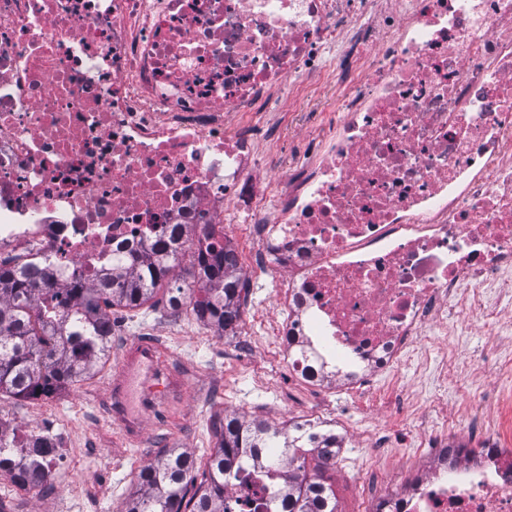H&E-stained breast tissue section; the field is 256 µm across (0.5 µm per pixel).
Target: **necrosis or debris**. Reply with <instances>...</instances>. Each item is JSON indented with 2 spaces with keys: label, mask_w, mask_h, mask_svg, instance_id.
Instances as JSON below:
<instances>
[{
  "label": "necrosis or debris",
  "mask_w": 512,
  "mask_h": 512,
  "mask_svg": "<svg viewBox=\"0 0 512 512\" xmlns=\"http://www.w3.org/2000/svg\"><path fill=\"white\" fill-rule=\"evenodd\" d=\"M290 83L340 100L304 143ZM160 239L268 288L297 383L415 421L403 458L368 437L356 512H512V356L450 415L401 376L512 311V0H0V261L92 286ZM53 427L0 414L18 455ZM253 472L225 504L288 512L294 469Z\"/></svg>",
  "instance_id": "necrosis-or-debris-1"
}]
</instances>
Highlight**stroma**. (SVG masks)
Listing matches in <instances>:
<instances>
[{
  "mask_svg": "<svg viewBox=\"0 0 512 512\" xmlns=\"http://www.w3.org/2000/svg\"><path fill=\"white\" fill-rule=\"evenodd\" d=\"M109 314L114 332L102 372L48 404L0 397V410L15 419L28 420L48 413L70 437L67 463L73 482L52 483L48 490L27 499L25 512H55L58 501L71 497L79 488L88 498L82 512H123L139 472L165 450L182 448L199 462H206L215 443L213 424L227 412L284 424L322 405L327 416L349 414L358 431H371L380 425L376 416L350 410L344 394L320 400L317 394L292 381L284 364L261 351L239 349L233 339L224 338L215 328L190 321L173 328V317L164 302L134 310L113 307ZM142 340L156 343L162 350L164 367H183L184 376L179 390L167 394L146 412L145 431L134 440L113 416L106 379L125 349ZM493 341L478 326L469 328L457 350L460 372L448 380L451 391L461 383L478 387V369ZM217 378L222 379V388H214ZM371 467L363 442L349 440L335 468L326 474L339 512H350L357 472Z\"/></svg>",
  "mask_w": 512,
  "mask_h": 512,
  "instance_id": "35a3bbf8",
  "label": "stroma"
}]
</instances>
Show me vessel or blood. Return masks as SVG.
Masks as SVG:
<instances>
[{
    "instance_id": "obj_1",
    "label": "vessel or blood",
    "mask_w": 512,
    "mask_h": 512,
    "mask_svg": "<svg viewBox=\"0 0 512 512\" xmlns=\"http://www.w3.org/2000/svg\"><path fill=\"white\" fill-rule=\"evenodd\" d=\"M160 350L151 341L144 340L127 349L116 371L111 376L109 387L115 401L126 403L130 395L133 376H141L140 400L153 403L161 399L163 389L156 382L160 362Z\"/></svg>"
}]
</instances>
